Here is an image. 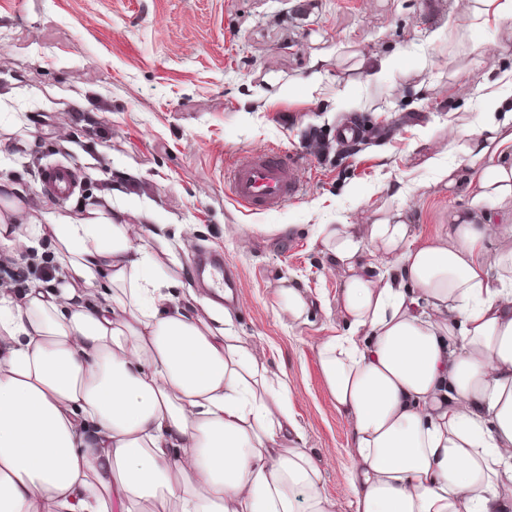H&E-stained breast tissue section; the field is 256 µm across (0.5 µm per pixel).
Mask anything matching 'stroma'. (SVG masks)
<instances>
[{
  "label": "stroma",
  "mask_w": 512,
  "mask_h": 512,
  "mask_svg": "<svg viewBox=\"0 0 512 512\" xmlns=\"http://www.w3.org/2000/svg\"><path fill=\"white\" fill-rule=\"evenodd\" d=\"M387 56L396 69L368 80V62ZM314 73L320 91H298ZM493 82L512 110V19L473 28L453 0H0V181L21 189L39 224L80 219L115 191L118 204H152L192 252H222L240 278L234 328L286 373L301 446L324 466L338 512H352L349 422L318 361L341 277L313 238L321 224L398 213L424 239L455 223L472 177L459 147ZM348 119L376 137L340 146ZM266 149L294 159L301 189L252 213L226 173ZM433 155L458 166L461 185L438 179ZM53 162L79 174L69 202L41 190ZM17 261L28 272L1 296L58 276L49 249ZM285 280L316 299L308 322L278 309Z\"/></svg>",
  "instance_id": "35a3bbf8"
}]
</instances>
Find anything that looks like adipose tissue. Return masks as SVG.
I'll return each instance as SVG.
<instances>
[{
    "label": "adipose tissue",
    "instance_id": "adipose-tissue-1",
    "mask_svg": "<svg viewBox=\"0 0 512 512\" xmlns=\"http://www.w3.org/2000/svg\"><path fill=\"white\" fill-rule=\"evenodd\" d=\"M512 142L500 94L461 146L470 204L433 239L402 217L319 225L342 269L341 329L318 348L353 512H512ZM0 185V247L49 244L58 285L0 298V512H337L293 443L285 372L253 356L230 311L184 304L150 274L178 264L152 205L29 224ZM98 289L87 299L88 289Z\"/></svg>",
    "mask_w": 512,
    "mask_h": 512
}]
</instances>
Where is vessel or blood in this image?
<instances>
[{
	"instance_id": "1",
	"label": "vessel or blood",
	"mask_w": 512,
	"mask_h": 512,
	"mask_svg": "<svg viewBox=\"0 0 512 512\" xmlns=\"http://www.w3.org/2000/svg\"><path fill=\"white\" fill-rule=\"evenodd\" d=\"M42 187L60 201H68L78 188L77 175L69 165L53 163L40 176ZM232 198L248 211L279 209L300 191L296 167L285 152L256 150L237 157L228 171ZM202 287H235L233 278L224 274V256L215 251L198 253L193 260Z\"/></svg>"
}]
</instances>
